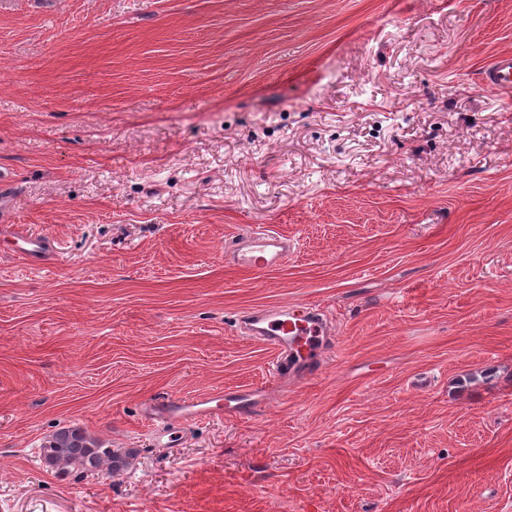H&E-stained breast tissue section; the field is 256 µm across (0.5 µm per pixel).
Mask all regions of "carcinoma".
<instances>
[{"mask_svg":"<svg viewBox=\"0 0 512 512\" xmlns=\"http://www.w3.org/2000/svg\"><path fill=\"white\" fill-rule=\"evenodd\" d=\"M47 466L56 469H78L119 472L129 465L131 452H119L104 447L103 443L78 426L63 428L53 433L42 445Z\"/></svg>","mask_w":512,"mask_h":512,"instance_id":"cac0c4a2","label":"carcinoma"}]
</instances>
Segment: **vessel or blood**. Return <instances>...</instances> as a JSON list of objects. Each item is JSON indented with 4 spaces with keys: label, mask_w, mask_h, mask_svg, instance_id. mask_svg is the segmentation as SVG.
<instances>
[{
    "label": "vessel or blood",
    "mask_w": 512,
    "mask_h": 512,
    "mask_svg": "<svg viewBox=\"0 0 512 512\" xmlns=\"http://www.w3.org/2000/svg\"><path fill=\"white\" fill-rule=\"evenodd\" d=\"M487 89L512 90V56L498 57L483 72ZM20 256L38 270L49 269L56 256L51 240L34 233H14ZM294 250L288 236L257 226L241 233L229 249L233 262L245 270H264L281 265ZM243 334L252 341L271 348L274 353L271 371L281 383L302 380L322 371L329 350L332 326L322 308L305 305L299 308H263L244 312L238 319ZM268 402L265 389L224 391L220 395L192 399L160 398L148 404L145 416L157 425L174 421L191 422L210 417L216 410L228 409L249 415Z\"/></svg>",
    "instance_id": "vessel-or-blood-1"
}]
</instances>
